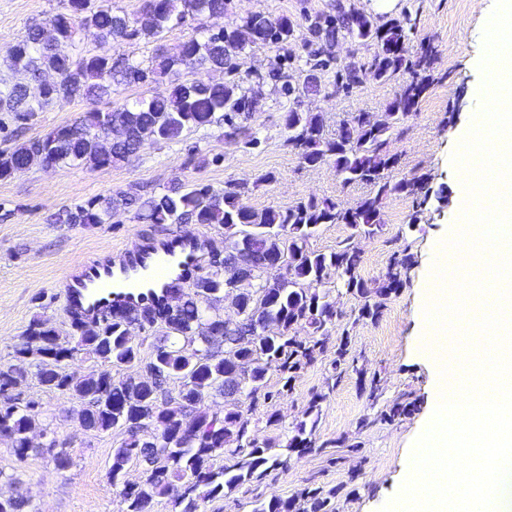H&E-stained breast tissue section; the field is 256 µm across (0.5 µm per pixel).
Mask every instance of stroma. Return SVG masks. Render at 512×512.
I'll return each mask as SVG.
<instances>
[{"label":"stroma","mask_w":512,"mask_h":512,"mask_svg":"<svg viewBox=\"0 0 512 512\" xmlns=\"http://www.w3.org/2000/svg\"><path fill=\"white\" fill-rule=\"evenodd\" d=\"M339 1L381 22L407 14L415 18L417 28L406 43L409 56H417L422 43L434 46L435 81L391 144L398 158L391 175L396 180L427 176L437 196L423 204L412 197L384 199L382 233L357 241L362 256L359 273L367 282L378 281L394 255L404 254L412 263L401 272L402 287L383 299L373 320L360 318L358 298L344 292L337 295L338 317L324 356L298 374L292 392L270 405L280 425L267 426L263 412L253 415L259 441L283 444L303 419L312 394H324L315 432L323 452L293 456L287 469L205 502L201 512H251L255 502L287 498L307 486L331 493L335 512H380L399 495L433 393L434 372L416 351L422 330L421 301L435 252L458 221L453 204L457 170L451 155L464 128L482 110L478 88L483 82V22L496 0H396L388 13L376 9L377 0H226L223 24L261 12L273 19L288 17L298 25L287 48L248 46L238 56L234 74L205 68L193 74L197 80H233L250 89L254 112L249 124L260 139L256 147L226 137L223 125L216 124L186 134L177 144H146L117 165L45 168L35 164L0 180V366L19 365L18 389L38 404L31 438L38 443L47 436L56 438L72 458L71 466L61 471L51 455L21 459L10 442L0 438V494L21 493L36 512H120V497L107 472L112 450L124 440V432L85 430L78 419V402L43 388L32 368L18 363L14 347L37 316L49 318L60 335H67L70 317L63 280L70 268L94 253L131 245L143 236L175 232L206 233L218 243L224 238L218 225L144 224L127 213L109 224H64L56 222V215L121 192L157 195L174 182L197 181L217 189L228 182L245 183L249 189L242 200L255 209L285 208L309 197L330 199L347 208L370 194L368 185L343 183L331 164L310 167L300 162L283 132L288 99L268 76L281 53L306 56V16L329 11ZM59 5L60 0H0V56L28 25L47 23ZM321 84V93L299 101L298 108L323 113L326 130L332 134L340 119L352 113L366 111L381 117L402 81L368 79L349 94L336 91L330 75H322ZM87 109L85 102L67 100L24 122L0 112V151L74 122ZM266 172L272 173V181L256 185V177ZM343 338L349 341V351L343 377L335 383L331 363ZM397 402L406 405L407 414L384 419V412ZM10 474L18 476V484L7 483Z\"/></svg>","instance_id":"35a3bbf8"}]
</instances>
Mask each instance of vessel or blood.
I'll return each mask as SVG.
<instances>
[{
	"mask_svg": "<svg viewBox=\"0 0 512 512\" xmlns=\"http://www.w3.org/2000/svg\"><path fill=\"white\" fill-rule=\"evenodd\" d=\"M213 246L207 235L183 234L96 253L67 272V307L95 323L112 312L171 302L173 288L206 268Z\"/></svg>",
	"mask_w": 512,
	"mask_h": 512,
	"instance_id": "obj_1",
	"label": "vessel or blood"
}]
</instances>
